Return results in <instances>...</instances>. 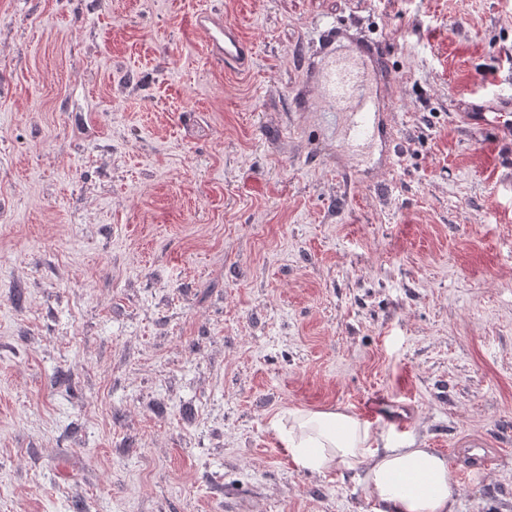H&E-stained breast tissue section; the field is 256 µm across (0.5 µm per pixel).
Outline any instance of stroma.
<instances>
[{
	"label": "stroma",
	"instance_id": "1",
	"mask_svg": "<svg viewBox=\"0 0 512 512\" xmlns=\"http://www.w3.org/2000/svg\"><path fill=\"white\" fill-rule=\"evenodd\" d=\"M252 50L209 62L195 14ZM381 46L388 151L348 168L305 64ZM512 0H0V512H377L291 411L448 460L512 512ZM495 461L465 472L461 442ZM477 95L472 97L473 103L469 104L461 112V121L471 128L489 131L498 140L502 139V137H510L512 139V120L511 124L501 122L503 114L506 112H495L492 110L495 108L483 104L489 100L498 103L500 108H511L512 96L509 95L507 98H504L500 94L485 91L478 92Z\"/></svg>",
	"mask_w": 512,
	"mask_h": 512
}]
</instances>
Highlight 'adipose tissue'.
<instances>
[{
    "label": "adipose tissue",
    "mask_w": 512,
    "mask_h": 512,
    "mask_svg": "<svg viewBox=\"0 0 512 512\" xmlns=\"http://www.w3.org/2000/svg\"><path fill=\"white\" fill-rule=\"evenodd\" d=\"M279 439L301 469L339 468L358 474L382 512H455L451 470L429 448H390L357 418L340 411H295Z\"/></svg>",
    "instance_id": "obj_1"
}]
</instances>
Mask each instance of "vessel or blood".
I'll return each instance as SVG.
<instances>
[{"mask_svg":"<svg viewBox=\"0 0 512 512\" xmlns=\"http://www.w3.org/2000/svg\"><path fill=\"white\" fill-rule=\"evenodd\" d=\"M194 26L205 35V53L209 58L227 66L248 64L247 44L239 26L225 19L221 11H200ZM324 33L323 52L311 64L309 73L322 111L341 115L344 152L355 161L378 138L390 134L387 116L395 104L381 92L387 77L386 59L373 46H337L335 25H328ZM511 105V96L504 98L482 91L461 112L460 118L464 124L488 131L495 138H512V123H503L500 113L501 108Z\"/></svg>","mask_w":512,"mask_h":512,"instance_id":"b4317fda","label":"vessel or blood"}]
</instances>
